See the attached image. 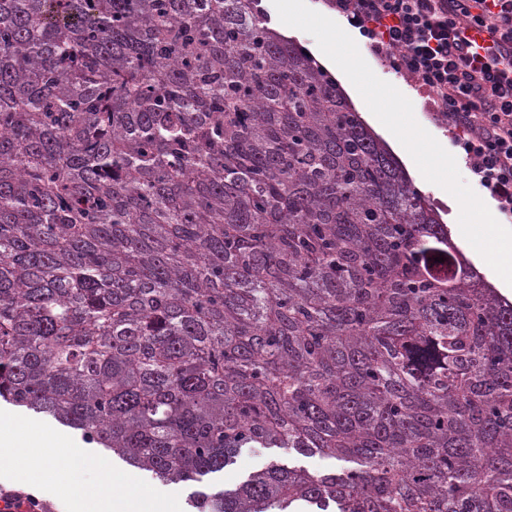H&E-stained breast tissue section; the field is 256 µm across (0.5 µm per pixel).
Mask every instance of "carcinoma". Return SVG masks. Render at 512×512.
<instances>
[{"mask_svg":"<svg viewBox=\"0 0 512 512\" xmlns=\"http://www.w3.org/2000/svg\"><path fill=\"white\" fill-rule=\"evenodd\" d=\"M0 399L344 462L196 512H512V303L261 0H0Z\"/></svg>","mask_w":512,"mask_h":512,"instance_id":"obj_1","label":"carcinoma"}]
</instances>
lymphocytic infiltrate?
Instances as JSON below:
<instances>
[{
    "label": "lymphocytic infiltrate",
    "mask_w": 512,
    "mask_h": 512,
    "mask_svg": "<svg viewBox=\"0 0 512 512\" xmlns=\"http://www.w3.org/2000/svg\"><path fill=\"white\" fill-rule=\"evenodd\" d=\"M412 78L512 217V0H328Z\"/></svg>",
    "instance_id": "f902f5d3"
}]
</instances>
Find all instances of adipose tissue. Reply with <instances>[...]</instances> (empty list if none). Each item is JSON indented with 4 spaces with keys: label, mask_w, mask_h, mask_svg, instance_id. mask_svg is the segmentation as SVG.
<instances>
[{
    "label": "adipose tissue",
    "mask_w": 512,
    "mask_h": 512,
    "mask_svg": "<svg viewBox=\"0 0 512 512\" xmlns=\"http://www.w3.org/2000/svg\"><path fill=\"white\" fill-rule=\"evenodd\" d=\"M0 447L11 451L5 467L17 487L37 490L50 485L57 496L79 501L83 512H177L175 496L133 493V473L114 469L87 448L31 423L15 420L1 429ZM85 464L95 469V484H85Z\"/></svg>",
    "instance_id": "ef3b65f1"
}]
</instances>
